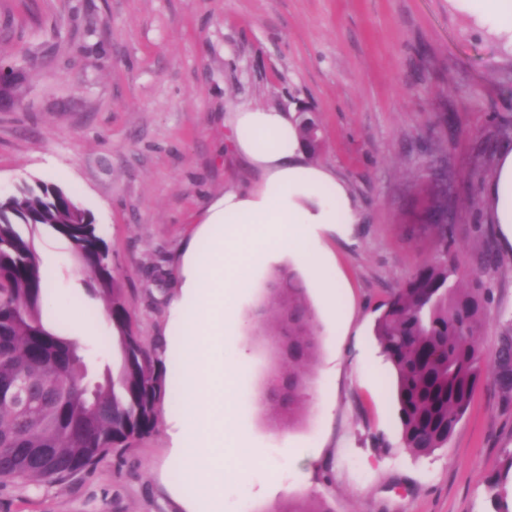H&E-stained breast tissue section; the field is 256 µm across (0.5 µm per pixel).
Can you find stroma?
<instances>
[{"instance_id":"35a3bbf8","label":"stroma","mask_w":512,"mask_h":512,"mask_svg":"<svg viewBox=\"0 0 512 512\" xmlns=\"http://www.w3.org/2000/svg\"><path fill=\"white\" fill-rule=\"evenodd\" d=\"M0 52L25 67L19 103L0 111V193L39 179L67 190L99 224L148 349L166 346L178 269L209 200L257 184L228 144L236 106L316 113L314 164L334 171L360 214L321 244L336 307L297 268L319 353L301 421L272 425L258 402L272 366L255 334L276 255L224 301V508L273 512L321 496L332 512H494L485 481L512 448V408L480 385L447 447L414 456L401 440L393 376L373 336L375 308L439 249L424 218L432 159L452 180L448 244L463 275L494 291L482 338L512 313V248L482 195L512 143V49L448 0H0ZM53 288L82 303L95 332L80 337L89 378L120 356L102 301L86 292L68 243L38 229ZM498 255L486 268V248ZM169 387L156 433L61 483L0 484V512H184L199 490L171 458ZM262 451L239 468L245 449Z\"/></svg>"}]
</instances>
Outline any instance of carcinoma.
Returning <instances> with one entry per match:
<instances>
[{
	"mask_svg": "<svg viewBox=\"0 0 512 512\" xmlns=\"http://www.w3.org/2000/svg\"><path fill=\"white\" fill-rule=\"evenodd\" d=\"M298 128L307 151L316 154L321 137L315 118L301 114ZM430 169L437 192L427 221L441 249L376 308L374 322L395 376L402 444L418 456L447 446L480 383H489L500 404L512 408V318L488 370L481 335L492 316L493 292L479 274L462 280L448 255V167L436 160ZM38 227L68 242L88 293L106 305L121 362L93 386L86 382L80 343L45 319L47 276L32 235L25 234ZM269 312L276 324L263 328L266 341L288 357L266 386L285 378L292 383L288 401L272 400L280 425L288 428L308 398L307 367L318 349L314 316L293 271L274 272L261 315ZM166 395V370L134 331L110 248L89 212L54 184L26 185L0 200V480L54 483L92 468L156 432ZM510 477L512 448H505L487 480L498 512H512L505 497ZM274 512L332 510L316 497H291Z\"/></svg>",
	"mask_w": 512,
	"mask_h": 512,
	"instance_id": "cac0c4a2",
	"label": "carcinoma"
}]
</instances>
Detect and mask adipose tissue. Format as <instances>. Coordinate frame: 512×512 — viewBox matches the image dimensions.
<instances>
[{
    "mask_svg": "<svg viewBox=\"0 0 512 512\" xmlns=\"http://www.w3.org/2000/svg\"><path fill=\"white\" fill-rule=\"evenodd\" d=\"M457 10L512 45V0H449ZM232 148L262 175L251 189H225L213 197L201 227L182 257L181 294L170 307L176 335L167 353L180 365L184 408L172 416L173 458L201 498L224 490V298L246 286V274L271 253L288 249L296 264L311 269L322 288L335 290L332 266L317 244V231L355 224L358 213L345 185L326 167L309 164L293 113L262 106L238 107L228 117ZM483 198L506 246L512 247V146L498 155ZM233 233H223L224 225ZM262 240L238 252L243 233Z\"/></svg>",
    "mask_w": 512,
    "mask_h": 512,
    "instance_id": "ef3b65f1",
    "label": "adipose tissue"
}]
</instances>
